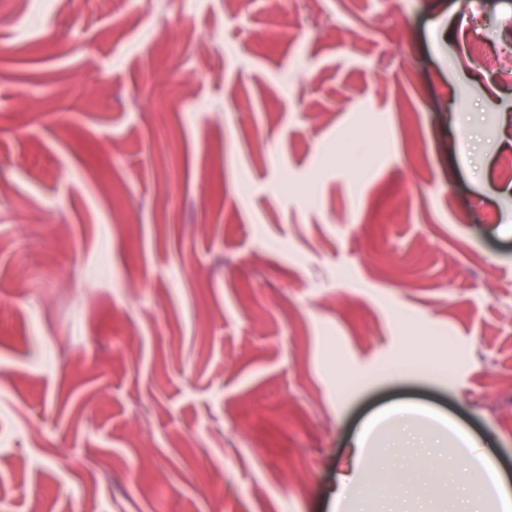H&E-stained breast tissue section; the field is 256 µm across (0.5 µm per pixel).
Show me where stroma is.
Wrapping results in <instances>:
<instances>
[{"label":"stroma","instance_id":"1","mask_svg":"<svg viewBox=\"0 0 512 512\" xmlns=\"http://www.w3.org/2000/svg\"><path fill=\"white\" fill-rule=\"evenodd\" d=\"M511 55L512 0H0V512H501L353 441L512 479ZM418 413L417 409L411 406H402L392 408L378 414L373 418L368 425L362 430L355 440V446L359 448L360 458L359 466L362 467L369 477L377 476L379 470L385 462V456L377 457L376 461L372 464L363 463L361 454L364 447L373 443L372 433L374 429L384 422L391 415H395L399 425V434L401 435V443L403 446L399 448H443L440 446L442 440L434 433L421 434L417 433L413 428L414 416Z\"/></svg>","mask_w":512,"mask_h":512}]
</instances>
